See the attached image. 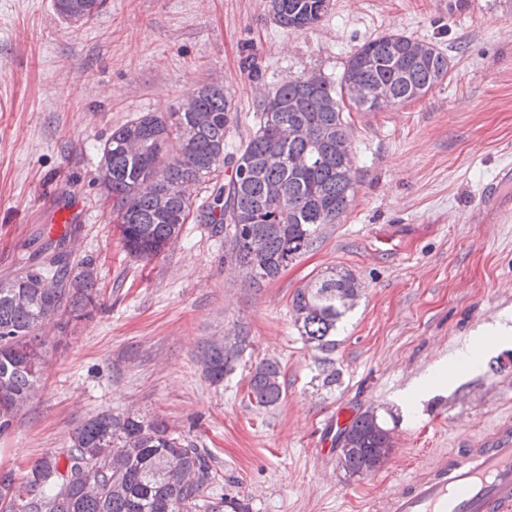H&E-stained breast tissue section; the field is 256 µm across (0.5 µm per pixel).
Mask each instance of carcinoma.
<instances>
[{
	"instance_id": "cac0c4a2",
	"label": "carcinoma",
	"mask_w": 512,
	"mask_h": 512,
	"mask_svg": "<svg viewBox=\"0 0 512 512\" xmlns=\"http://www.w3.org/2000/svg\"><path fill=\"white\" fill-rule=\"evenodd\" d=\"M107 0H54L64 19L84 24ZM275 20L304 29L322 21L330 0H269ZM409 37L391 33L365 41L348 59L339 81L308 85L288 79L258 101L259 125L234 154L224 137L234 125L232 99L215 83L194 88L167 112H149L112 130L101 146L99 186L112 201L110 220L126 252L151 260L170 248L193 215L224 230L231 257L259 285L276 279L336 224L355 195L338 145L350 142L344 113L349 84L359 80L377 95L355 104L379 112L426 95L448 76V55L432 43L424 56ZM233 166L213 204L197 211L195 186ZM71 235L46 248L11 278L0 279V436L7 433L42 382L46 327L63 316H86L99 288L91 258L71 262ZM354 277L331 269L297 290L292 316L304 341L333 345L337 323L352 308ZM248 336L219 339L201 352L215 384L234 370ZM274 359L250 374L249 399L260 407L282 398ZM391 447L385 423L373 411L340 432V464L350 476L373 471L375 451ZM220 474L215 460L159 421L102 413L75 428L67 447L36 461L20 483L0 475V512H248L239 499L212 495Z\"/></svg>"
}]
</instances>
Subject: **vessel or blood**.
Masks as SVG:
<instances>
[{
	"label": "vessel or blood",
	"mask_w": 512,
	"mask_h": 512,
	"mask_svg": "<svg viewBox=\"0 0 512 512\" xmlns=\"http://www.w3.org/2000/svg\"><path fill=\"white\" fill-rule=\"evenodd\" d=\"M370 512H512V427L497 426L480 447L399 482Z\"/></svg>",
	"instance_id": "1"
}]
</instances>
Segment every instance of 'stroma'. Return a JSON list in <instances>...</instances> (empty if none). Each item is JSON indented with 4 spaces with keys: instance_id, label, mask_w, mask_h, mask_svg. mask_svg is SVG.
Masks as SVG:
<instances>
[{
    "instance_id": "obj_1",
    "label": "stroma",
    "mask_w": 512,
    "mask_h": 512,
    "mask_svg": "<svg viewBox=\"0 0 512 512\" xmlns=\"http://www.w3.org/2000/svg\"><path fill=\"white\" fill-rule=\"evenodd\" d=\"M437 45L449 75L425 96L352 115L356 196L340 223L271 282L253 285L224 236L199 220L159 257L127 255L97 182L113 129L164 112L220 79L256 129L262 91L309 73L339 79L366 40ZM512 0H333L316 25L277 24L267 0H108L75 28L53 0H0V279L55 240L76 210L74 257H93L102 294L67 332L51 329L41 388L0 437V471L22 474L108 411L165 421L212 453L225 495L250 512H364L441 453L476 447L512 419V342L477 371L456 355L482 328L512 325ZM331 268L361 287L326 351L301 338L295 292ZM249 343L211 383L199 359L218 337ZM276 359L284 392L263 408L250 374ZM395 439L387 464L345 475L336 436L368 409Z\"/></svg>"
}]
</instances>
